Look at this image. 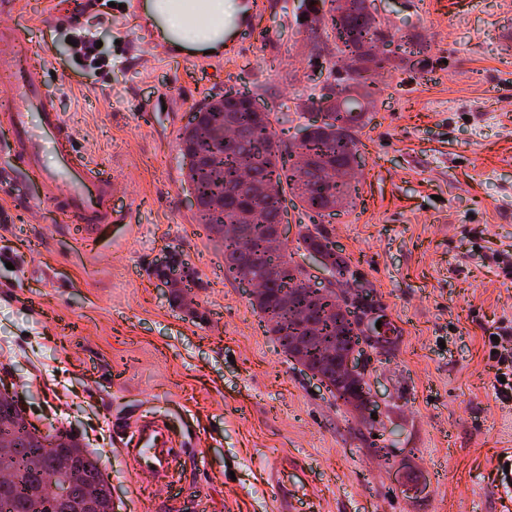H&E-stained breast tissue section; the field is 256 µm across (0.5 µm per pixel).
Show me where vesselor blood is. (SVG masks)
I'll list each match as a JSON object with an SVG mask.
<instances>
[{"label":"vessel or blood","instance_id":"obj_1","mask_svg":"<svg viewBox=\"0 0 512 512\" xmlns=\"http://www.w3.org/2000/svg\"><path fill=\"white\" fill-rule=\"evenodd\" d=\"M30 44L22 28L0 34V72L12 80L18 94L0 109V155L13 158L17 170L0 168V184L15 172L38 185L39 199L52 204L61 223L80 225L91 234L104 224L121 222L114 206L122 185L111 173L81 159L72 131L64 124L45 89V71L29 61ZM56 150V162L44 163L47 147ZM135 469L168 478L176 455L169 429L156 422H141L129 434Z\"/></svg>","mask_w":512,"mask_h":512}]
</instances>
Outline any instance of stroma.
<instances>
[{
    "label": "stroma",
    "instance_id": "obj_1",
    "mask_svg": "<svg viewBox=\"0 0 512 512\" xmlns=\"http://www.w3.org/2000/svg\"><path fill=\"white\" fill-rule=\"evenodd\" d=\"M19 0L15 24L81 155L125 188L120 224L80 240L28 185L0 187V387L28 422L89 450L117 512H512V398L487 338L512 319V0H368L377 91L357 128L353 203L319 218L387 307L358 413L288 359L197 221L179 136L211 97L245 87L296 142L342 85L305 0H264L208 67L173 52L123 0ZM101 43L100 66L74 45ZM185 452L173 483L123 451L137 419Z\"/></svg>",
    "mask_w": 512,
    "mask_h": 512
}]
</instances>
